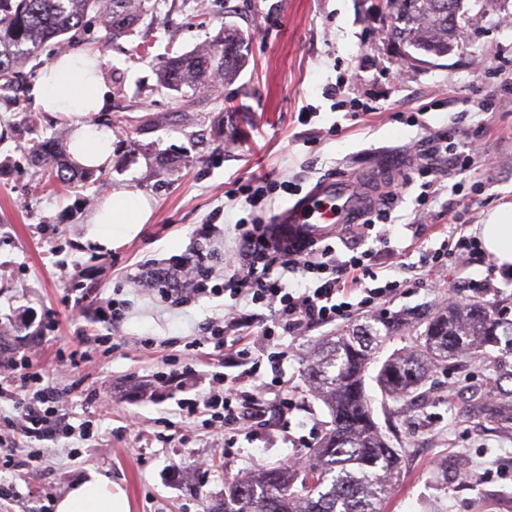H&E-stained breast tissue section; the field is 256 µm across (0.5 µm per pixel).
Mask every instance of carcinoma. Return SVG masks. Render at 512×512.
Wrapping results in <instances>:
<instances>
[{
    "label": "carcinoma",
    "instance_id": "cac0c4a2",
    "mask_svg": "<svg viewBox=\"0 0 512 512\" xmlns=\"http://www.w3.org/2000/svg\"><path fill=\"white\" fill-rule=\"evenodd\" d=\"M396 24L391 37L413 52L443 57L456 40L463 0H387ZM145 0H0V89L12 87L19 67L43 47L84 28L91 15L106 32L118 36L144 14ZM246 59L242 34L226 27L206 47L170 59L161 67L159 85L189 102L220 72L235 79ZM34 174L62 185L81 178L63 158L54 139L36 140L29 148ZM416 331L414 350L382 362L376 376L381 390L395 402L413 403L430 367L458 369L488 357L494 373L491 388L467 400L466 411L493 426L512 425V320L482 299L449 304L437 310L383 316L374 323L326 336L309 360L308 378L325 401L330 428L309 465L269 468L224 485V500L212 512H383L400 450L389 445L374 419L365 374L389 335Z\"/></svg>",
    "mask_w": 512,
    "mask_h": 512
}]
</instances>
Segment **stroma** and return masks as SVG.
Returning <instances> with one entry per match:
<instances>
[{
  "instance_id": "35a3bbf8",
  "label": "stroma",
  "mask_w": 512,
  "mask_h": 512,
  "mask_svg": "<svg viewBox=\"0 0 512 512\" xmlns=\"http://www.w3.org/2000/svg\"><path fill=\"white\" fill-rule=\"evenodd\" d=\"M149 11L128 35L107 38L100 25L73 35L71 50L92 48L104 60L111 107L98 115L112 126V164L92 181L64 188L33 175L34 139H68L64 121L36 111L29 88L52 51L23 68L16 91L0 90V354H36L46 381L72 387L65 412L87 439L21 438L18 458L44 453L37 469L0 470V512H43L47 495L62 497L88 470L127 494L132 512H210L224 485L287 457L312 459L330 422L327 407L306 382V366L328 325L283 337L291 351L280 376L295 405L288 428L259 420L246 435L224 442L200 420L180 416L176 402L192 390L160 386L171 358L192 341L199 324L221 316L224 301L203 298L173 309L150 292L124 282L136 263H166L197 244L199 225H216L225 250L244 215L232 199L235 181L269 173L310 189L331 173H354L386 159L399 164L410 145L433 132H449L467 112V137L482 158L469 171L442 167L441 192L413 237L419 184L394 208V255H382L387 273L409 287L381 303L378 313L420 310L467 294L470 280L491 278L492 299L512 311V275L492 261L432 268L422 262L438 247L447 225L467 234L497 207L512 203V0H464V30L448 56L428 62L404 56L391 39L385 0H148ZM246 36V64L221 92H198L184 107L177 92L158 85L159 63L210 43L225 26ZM361 73L356 95L372 112L352 118L349 105H333L326 84L348 70ZM498 99L491 112L479 110ZM137 189L153 201L140 233L105 250L87 240L88 219L109 191ZM80 266L88 300L79 301L64 271ZM112 298L126 315L117 329L100 322L95 301ZM56 323L35 329L47 313ZM118 340L109 351L85 350L76 329ZM491 369L472 360L465 373L432 371L421 397L406 412L368 381L374 417L403 451L399 477L385 512H512V431L481 426L465 410L471 391L486 387ZM100 394L97 403L88 394Z\"/></svg>"
}]
</instances>
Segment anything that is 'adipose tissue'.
Listing matches in <instances>:
<instances>
[{
    "mask_svg": "<svg viewBox=\"0 0 512 512\" xmlns=\"http://www.w3.org/2000/svg\"><path fill=\"white\" fill-rule=\"evenodd\" d=\"M102 64L100 55L91 51L57 56L42 67L31 90L41 111L68 123L71 162L93 169L112 162L113 131L94 120L111 101ZM151 214L150 201L141 191L110 192L89 218L88 237L100 247L112 248L136 236ZM480 241L498 268L512 271V204L490 213L480 228ZM55 512H131V505L119 486L92 471L57 500Z\"/></svg>",
    "mask_w": 512,
    "mask_h": 512,
    "instance_id": "ef3b65f1",
    "label": "adipose tissue"
}]
</instances>
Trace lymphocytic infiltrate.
<instances>
[{"instance_id": "lymphocytic-infiltrate-1", "label": "lymphocytic infiltrate", "mask_w": 512, "mask_h": 512, "mask_svg": "<svg viewBox=\"0 0 512 512\" xmlns=\"http://www.w3.org/2000/svg\"><path fill=\"white\" fill-rule=\"evenodd\" d=\"M422 158L413 171L397 180L385 204L368 212L362 223L345 227L340 246L317 241L306 246H284L275 238L274 225L261 213L278 193L293 194L288 181L271 176L251 177L239 183L235 198L249 206V217L235 223L237 240L223 258L222 270H215L208 253L192 251L166 266L139 267L125 279L147 286L161 301L189 305L203 297H229L222 318L202 324L182 357L179 375L195 380L199 372V351L212 346L221 352L228 346L226 331L238 324L240 305L265 309L273 314L271 323L262 325L256 341L266 349L272 369H279L288 358L285 349H273L280 336H296L304 329L326 326L348 318L353 312L369 314L378 304L394 296L402 283L380 273L379 257L389 242L385 224L391 221L388 204L397 200L402 189L420 179L422 191L416 199L420 215H428L434 197V179L442 165L468 169L477 149L464 133L454 136L434 134L421 150ZM240 374L220 371L208 375L207 392L180 399L184 417L201 419L213 434H233L264 415L266 397L274 393L279 377L264 379L259 364L249 350L237 351ZM31 354L11 357L0 365V399L11 401L14 416L0 420V459L11 462L16 436L45 438L56 432L74 434L62 414L64 391L47 384L32 369Z\"/></svg>"}]
</instances>
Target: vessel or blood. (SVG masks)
<instances>
[{
  "instance_id": "b4317fda",
  "label": "vessel or blood",
  "mask_w": 512,
  "mask_h": 512,
  "mask_svg": "<svg viewBox=\"0 0 512 512\" xmlns=\"http://www.w3.org/2000/svg\"><path fill=\"white\" fill-rule=\"evenodd\" d=\"M392 177V170L386 168L326 176L281 209L274 222L286 239L319 240L329 233L331 225L359 223Z\"/></svg>"
}]
</instances>
